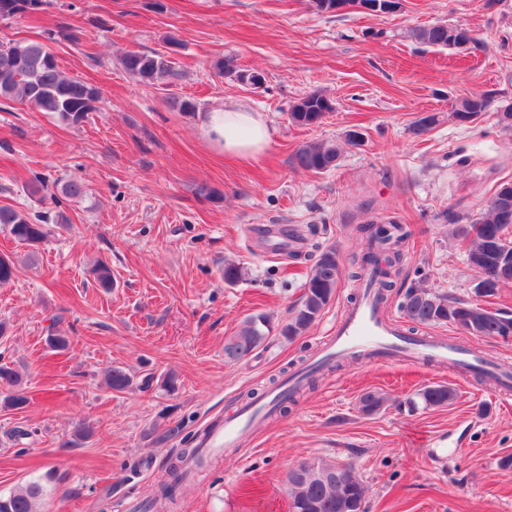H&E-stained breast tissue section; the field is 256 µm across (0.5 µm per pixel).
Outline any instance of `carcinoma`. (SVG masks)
<instances>
[{"instance_id":"1","label":"carcinoma","mask_w":512,"mask_h":512,"mask_svg":"<svg viewBox=\"0 0 512 512\" xmlns=\"http://www.w3.org/2000/svg\"><path fill=\"white\" fill-rule=\"evenodd\" d=\"M25 0H0V19L23 17L28 11L22 6ZM417 43L439 49H461L467 43L476 44L478 38L472 30L460 25L436 23L418 27L408 32ZM122 68L144 84H154L162 79H176L178 72L174 61L159 53L129 52L121 60ZM216 73L233 76L249 86H257L256 79L263 78L257 71L243 72L234 68L229 59L214 62ZM99 98L98 89L86 81L63 72L56 56L40 41L0 45V101H22L38 112H47L67 124H78L94 109ZM489 98L475 95L460 100L454 109L455 119L472 123L486 110ZM333 111L329 98L319 92L310 93L292 106L289 119L301 126L321 122L326 113ZM340 147L333 141H314L300 146L294 154V165L304 171L322 172L337 166ZM49 217L37 213L30 215L9 207H0V224L9 228L13 238L22 245L33 246L46 234ZM451 234L470 241L468 262L477 272H482L503 254H512V241L506 230L512 224L501 218V203L488 205L485 216L473 224H458L449 218ZM401 227L365 224L360 227L365 234L369 251L362 257L363 267H372L377 279V299L387 301L392 288L390 268L400 263L401 254L390 255L392 246L400 236ZM340 279L336 251L325 248L314 257L310 273L304 284L299 303L288 319L272 325L265 314L252 315L244 320L237 333L224 342V359L228 363L240 362L258 348L268 344L271 334L292 341L303 335L322 315L336 294ZM402 317L409 323L421 326L451 325L480 338H506L512 336V315L490 311L428 288H410L398 304ZM109 388L121 391L133 384V377L123 368L116 367L106 374ZM22 375L19 370L0 364V390L6 391L3 404L19 408L27 403L21 392ZM455 398L454 391L443 384L427 385L407 401L411 410L444 407ZM388 398L377 390H368L359 396L358 408L365 416L376 415L385 409ZM170 480L157 489V497L172 500L186 479V467L172 464ZM289 508L291 512H368L366 487L352 473L346 483H336V465L331 463L302 462L293 468L287 478ZM44 487L31 481L7 495L0 494V512H40L39 501Z\"/></svg>"}]
</instances>
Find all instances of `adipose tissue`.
I'll return each mask as SVG.
<instances>
[{"label":"adipose tissue","instance_id":"ef3b65f1","mask_svg":"<svg viewBox=\"0 0 512 512\" xmlns=\"http://www.w3.org/2000/svg\"><path fill=\"white\" fill-rule=\"evenodd\" d=\"M206 141L225 159L247 163L261 156L273 132L263 115L245 101L229 97L213 104L199 117Z\"/></svg>","mask_w":512,"mask_h":512}]
</instances>
